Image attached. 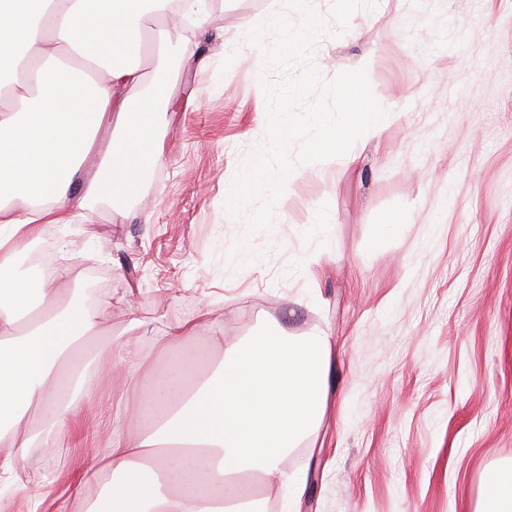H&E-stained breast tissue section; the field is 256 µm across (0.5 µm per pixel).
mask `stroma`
Instances as JSON below:
<instances>
[{
	"label": "stroma",
	"mask_w": 512,
	"mask_h": 512,
	"mask_svg": "<svg viewBox=\"0 0 512 512\" xmlns=\"http://www.w3.org/2000/svg\"><path fill=\"white\" fill-rule=\"evenodd\" d=\"M269 3L210 8L199 69L159 39L166 17H143L145 82H166L181 106L157 104L163 160L126 212L92 202L51 228L73 272L65 296L100 314L97 344H136L158 374L156 336L203 311L184 349L206 367L274 322L325 329V412L282 464L310 479L299 512H476L512 464V0H314L322 80L366 63L390 118L351 159L300 165L251 235L226 200L267 144L256 82L278 75L252 66L246 35ZM317 252L313 286L304 259ZM121 374L98 372L52 494L107 448Z\"/></svg>",
	"instance_id": "obj_1"
}]
</instances>
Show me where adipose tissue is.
<instances>
[{"label":"adipose tissue","instance_id":"1","mask_svg":"<svg viewBox=\"0 0 512 512\" xmlns=\"http://www.w3.org/2000/svg\"><path fill=\"white\" fill-rule=\"evenodd\" d=\"M172 2L203 21V0H0V91L9 92L0 99V476L19 482L14 451L31 442L33 414L48 428L46 447L77 438L78 417L94 405L89 382L113 356L128 373L112 394V439L74 474L76 486H101L87 512H250L243 474L287 481L283 460L326 404L328 332L295 335L275 323L208 372L184 357L153 378L146 402L162 412L132 438L120 423L147 356L94 343L97 312L58 292L65 269L16 270L44 226L70 224L92 198L124 208L159 163L162 144L143 115L177 100L146 86L130 46L143 16ZM103 126L112 130L104 147L95 140Z\"/></svg>","mask_w":512,"mask_h":512}]
</instances>
